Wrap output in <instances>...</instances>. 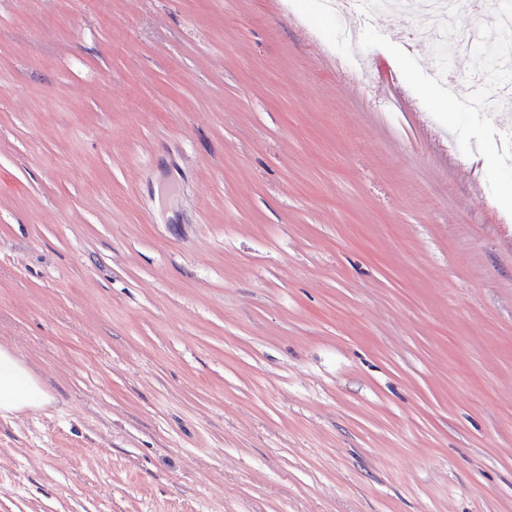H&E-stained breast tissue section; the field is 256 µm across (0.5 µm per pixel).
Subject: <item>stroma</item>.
Returning a JSON list of instances; mask_svg holds the SVG:
<instances>
[{
	"mask_svg": "<svg viewBox=\"0 0 512 512\" xmlns=\"http://www.w3.org/2000/svg\"><path fill=\"white\" fill-rule=\"evenodd\" d=\"M297 2L0 0V512H512V110ZM50 396L15 353L0 346V415L7 416L45 406Z\"/></svg>",
	"mask_w": 512,
	"mask_h": 512,
	"instance_id": "1",
	"label": "stroma"
}]
</instances>
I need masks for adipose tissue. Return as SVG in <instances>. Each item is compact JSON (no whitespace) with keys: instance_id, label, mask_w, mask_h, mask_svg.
<instances>
[{"instance_id":"adipose-tissue-1","label":"adipose tissue","mask_w":512,"mask_h":512,"mask_svg":"<svg viewBox=\"0 0 512 512\" xmlns=\"http://www.w3.org/2000/svg\"><path fill=\"white\" fill-rule=\"evenodd\" d=\"M50 396L15 353L0 346V415L7 416L45 406Z\"/></svg>"}]
</instances>
